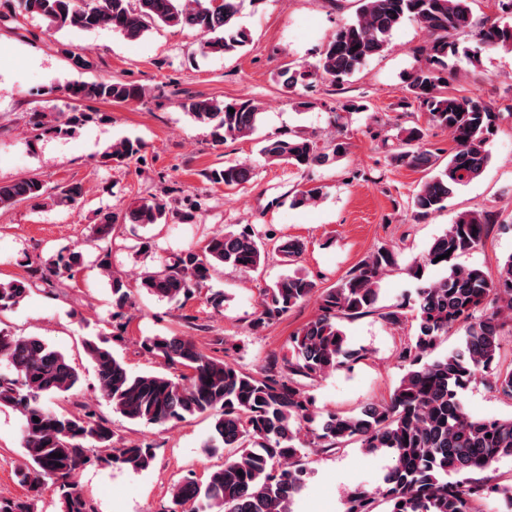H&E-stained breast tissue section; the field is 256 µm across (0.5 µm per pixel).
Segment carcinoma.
I'll return each mask as SVG.
<instances>
[{
  "label": "carcinoma",
  "mask_w": 512,
  "mask_h": 512,
  "mask_svg": "<svg viewBox=\"0 0 512 512\" xmlns=\"http://www.w3.org/2000/svg\"><path fill=\"white\" fill-rule=\"evenodd\" d=\"M357 17L340 26L323 45L310 68L287 67L282 85L290 93L301 84L318 81L341 84L371 58L381 54L392 31L405 20L416 22L428 34L417 49L421 64L407 76L404 90L409 104L427 115L428 123L448 130L454 147L447 163L413 191L407 209L416 220L427 219L447 207L448 199L478 178L490 162L486 149L497 114L480 96H448L440 90V71L448 55L456 54L454 37L472 27L473 0H359ZM500 17L486 19L475 33L470 56L512 48V0H496ZM24 12L44 19L55 32H87L109 28L135 41L151 30L181 26L200 37L199 51L206 57L226 56L242 50L249 35L234 25L240 0H18ZM74 103L103 101L130 104L143 98L137 84L112 79L75 81L64 89ZM193 120L211 129L217 141L253 135L262 121L256 102L247 97L231 101L190 98L181 103ZM234 113H229V109ZM92 113L75 109L64 120L45 111L31 113L29 124L42 135H66L90 121ZM390 163L424 167L432 154L424 149V129L403 130ZM258 154L300 169L337 160L347 151L339 138L325 145L313 134L287 138L269 136L259 141ZM142 144L120 138L100 154V163L122 166L139 156ZM246 161L226 162L209 169L206 180L228 189L253 178ZM82 183L72 181L50 190L36 176L0 182V207L25 203L33 209L72 206L83 201ZM202 203L185 197L176 217L191 222ZM167 203L148 200L125 212L126 224H166ZM118 217L112 210L97 211L93 241L112 240ZM489 211L460 213L448 229L436 236L422 258L408 268L417 282L411 307L398 304L381 313L389 325L399 327L413 311L415 333L399 359L406 372L389 399L372 403L357 413L320 412L301 379L332 374L365 357L350 347L341 321L377 311L380 285L398 266L394 249L381 246L362 259L336 286L319 294L318 312L288 343V353L274 357L258 374L235 362L209 356L187 336L146 337L141 346L172 368L190 370L175 380L163 374L134 375L113 353L105 339H88L90 358L101 396L112 411L132 421L165 426L189 417L212 419L208 448H226L224 462L215 466L206 482L192 477L179 481L172 493L171 512H288L302 485L309 449L337 450L357 443L366 452L391 456L392 465L375 488L356 487L348 492L345 512H375L384 501L387 512H485L490 501L502 500V512H512V488L491 483L487 473L504 458H512V417L477 418L462 400L475 380L486 378L496 393L512 399V362L501 361L503 337L512 334V255L500 265L497 278L482 267L457 259L477 249L494 223ZM299 239H280L268 247L249 225L212 235L203 248L175 255L142 277L141 288L169 301L188 299L208 287L217 267L242 272L256 270L269 252L283 262L305 251ZM449 257L437 260L443 254ZM85 263L81 246L66 247L38 259L34 277L73 278ZM433 267L434 279L418 274ZM100 270L111 281L116 311L124 317L132 306L131 290L112 271L108 257ZM30 290L26 280L0 281V314L11 310ZM317 291L316 281L296 271L263 291L251 330L260 331L307 301ZM463 328L460 345L444 355H433L440 341L455 328ZM0 360L12 374H0V407H10L22 418L25 462L16 476L28 495L0 499V512H37L36 502L46 491L58 495L57 512H97L78 482L79 474L99 462H119L133 471L148 469L151 447L125 445L117 454L101 457L100 448L113 447L112 428L90 412L72 413L48 407L45 400L76 389L80 375L67 357L35 336H13L0 331ZM62 457H56V454Z\"/></svg>",
  "instance_id": "obj_1"
}]
</instances>
